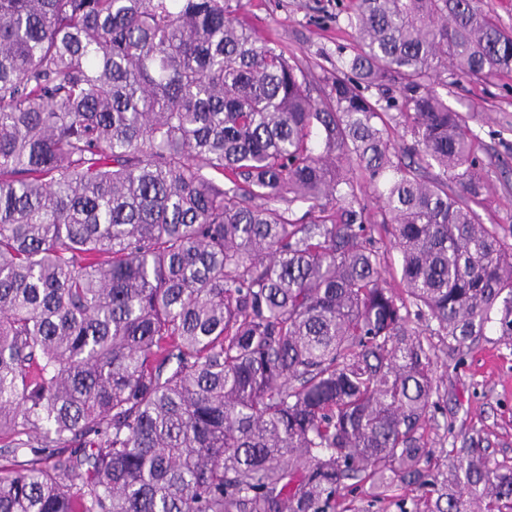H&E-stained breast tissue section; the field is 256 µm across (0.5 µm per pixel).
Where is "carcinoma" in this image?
I'll return each mask as SVG.
<instances>
[{"mask_svg": "<svg viewBox=\"0 0 512 512\" xmlns=\"http://www.w3.org/2000/svg\"><path fill=\"white\" fill-rule=\"evenodd\" d=\"M240 10L0 0V512H351L401 485L399 512H512V465L430 469L422 339L512 336V244L441 93L511 74L512 29L353 0L328 77Z\"/></svg>", "mask_w": 512, "mask_h": 512, "instance_id": "1", "label": "carcinoma"}]
</instances>
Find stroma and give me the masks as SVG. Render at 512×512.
<instances>
[{"label":"stroma","instance_id":"stroma-1","mask_svg":"<svg viewBox=\"0 0 512 512\" xmlns=\"http://www.w3.org/2000/svg\"><path fill=\"white\" fill-rule=\"evenodd\" d=\"M240 17L305 67L334 70L339 47L356 37L344 0H242ZM447 99L480 142L484 222L512 225V75L449 86ZM436 353L441 408L429 429L433 463L461 448L511 463L512 338L491 328L471 347L441 344Z\"/></svg>","mask_w":512,"mask_h":512}]
</instances>
